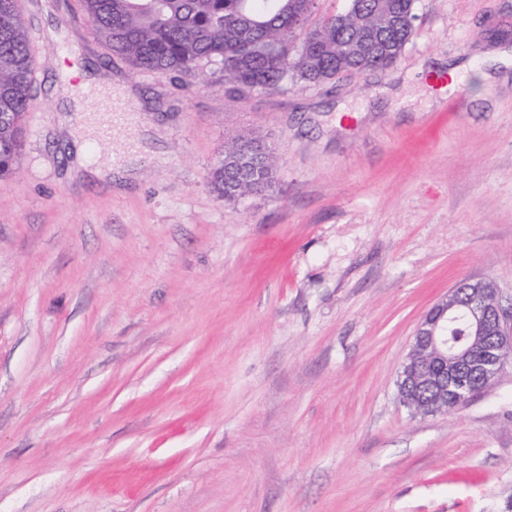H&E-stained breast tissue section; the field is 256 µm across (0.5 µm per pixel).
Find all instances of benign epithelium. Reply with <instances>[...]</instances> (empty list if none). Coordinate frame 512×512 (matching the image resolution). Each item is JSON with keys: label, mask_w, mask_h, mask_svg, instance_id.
I'll return each mask as SVG.
<instances>
[{"label": "benign epithelium", "mask_w": 512, "mask_h": 512, "mask_svg": "<svg viewBox=\"0 0 512 512\" xmlns=\"http://www.w3.org/2000/svg\"><path fill=\"white\" fill-rule=\"evenodd\" d=\"M464 297L453 290L422 316L397 380L399 401L412 414H448L493 384L512 364V298L496 283L467 281ZM465 319L466 342L448 335Z\"/></svg>", "instance_id": "7a95c632"}]
</instances>
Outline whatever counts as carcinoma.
I'll list each match as a JSON object with an SVG mask.
<instances>
[{
	"label": "carcinoma",
	"instance_id": "cac0c4a2",
	"mask_svg": "<svg viewBox=\"0 0 512 512\" xmlns=\"http://www.w3.org/2000/svg\"><path fill=\"white\" fill-rule=\"evenodd\" d=\"M94 29L142 71L177 79L219 60L224 83L246 93L293 80L318 85L391 67L413 36L414 0H349L312 21L315 0H82ZM34 58L18 0H0V176L23 145ZM257 135L237 136L208 173L226 202L269 189L276 162Z\"/></svg>",
	"mask_w": 512,
	"mask_h": 512
}]
</instances>
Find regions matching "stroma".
Segmentation results:
<instances>
[{"label":"stroma","mask_w":512,"mask_h":512,"mask_svg":"<svg viewBox=\"0 0 512 512\" xmlns=\"http://www.w3.org/2000/svg\"><path fill=\"white\" fill-rule=\"evenodd\" d=\"M35 57L0 177V512H505L512 365L413 416L397 379L459 283L512 296V0H415L385 72L239 94L215 61L132 69L80 0H20ZM78 46L70 59L67 47ZM472 61L455 114L436 63ZM138 90L156 141L122 189L69 175L59 75ZM264 137L272 189L208 172ZM260 136L238 135L224 146V156L208 173L211 186L225 202H235L248 194L269 189L275 182L276 162L271 153L262 151ZM245 157L257 158L258 163L250 174L239 178L238 164Z\"/></svg>","instance_id":"35a3bbf8"}]
</instances>
